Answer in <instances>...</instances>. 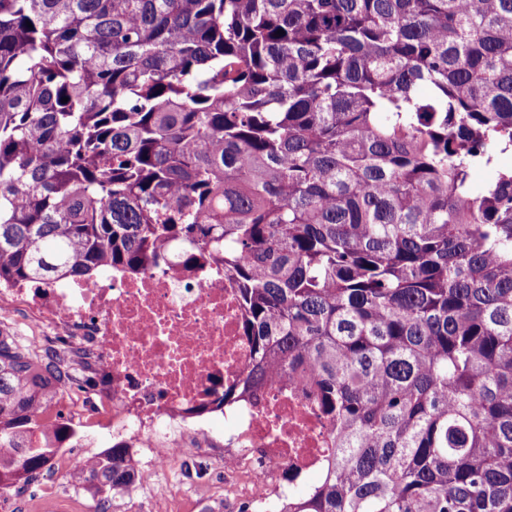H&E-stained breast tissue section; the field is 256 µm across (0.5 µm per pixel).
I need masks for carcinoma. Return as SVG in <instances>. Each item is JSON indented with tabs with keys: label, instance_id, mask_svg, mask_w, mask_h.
<instances>
[{
	"label": "carcinoma",
	"instance_id": "obj_1",
	"mask_svg": "<svg viewBox=\"0 0 512 512\" xmlns=\"http://www.w3.org/2000/svg\"><path fill=\"white\" fill-rule=\"evenodd\" d=\"M507 152L512 0H0V285L224 266L220 402L307 369L336 425L280 512H512ZM59 366L0 341L1 490ZM70 478L107 512L132 453Z\"/></svg>",
	"mask_w": 512,
	"mask_h": 512
}]
</instances>
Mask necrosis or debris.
<instances>
[{
  "instance_id": "1",
  "label": "necrosis or debris",
  "mask_w": 512,
  "mask_h": 512,
  "mask_svg": "<svg viewBox=\"0 0 512 512\" xmlns=\"http://www.w3.org/2000/svg\"><path fill=\"white\" fill-rule=\"evenodd\" d=\"M0 333L34 354L54 350L86 377L42 423L108 424L119 443L155 449L159 475L197 459L216 400L253 366L237 288L208 260L187 269L173 258L134 276L115 268L90 284L0 285ZM219 409L229 492L253 512H267L333 451L308 380L267 382Z\"/></svg>"
}]
</instances>
